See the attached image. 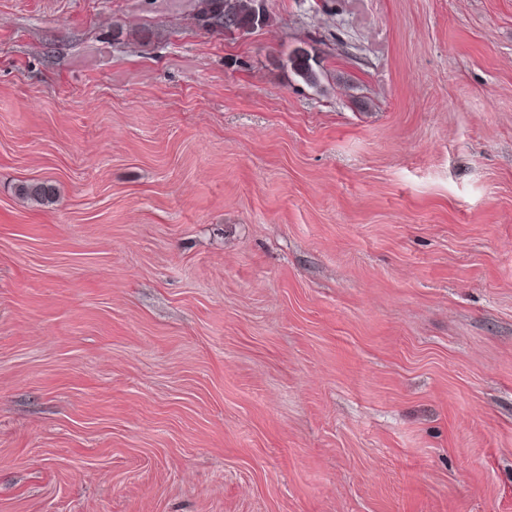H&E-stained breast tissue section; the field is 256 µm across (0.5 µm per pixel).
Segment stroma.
I'll return each instance as SVG.
<instances>
[{
    "label": "stroma",
    "instance_id": "stroma-1",
    "mask_svg": "<svg viewBox=\"0 0 512 512\" xmlns=\"http://www.w3.org/2000/svg\"><path fill=\"white\" fill-rule=\"evenodd\" d=\"M265 8L0 0V512H512V0ZM194 6L199 25L206 30H222L224 34L249 32L269 25L270 16L260 11L259 0H202ZM291 68L297 76H299L305 83L311 86H317L321 82L323 69L320 66V61L317 60L315 55L309 51L298 48L287 59ZM17 194L23 200L37 205L52 203L56 190L48 181H29L17 186Z\"/></svg>",
    "mask_w": 512,
    "mask_h": 512
}]
</instances>
